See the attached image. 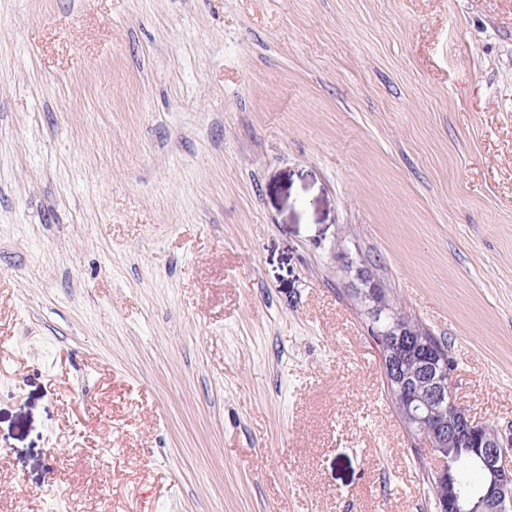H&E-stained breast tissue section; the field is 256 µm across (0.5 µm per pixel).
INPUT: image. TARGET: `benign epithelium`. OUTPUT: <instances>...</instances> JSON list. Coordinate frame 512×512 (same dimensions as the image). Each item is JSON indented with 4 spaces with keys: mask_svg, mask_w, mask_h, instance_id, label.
Segmentation results:
<instances>
[{
    "mask_svg": "<svg viewBox=\"0 0 512 512\" xmlns=\"http://www.w3.org/2000/svg\"><path fill=\"white\" fill-rule=\"evenodd\" d=\"M361 294L378 308L377 284L360 275ZM393 340L381 343L382 361L388 387L413 424L416 443L424 446L438 465L433 470L434 502L437 512H512V465L507 463L505 447L495 430L473 421L453 399L448 369L443 357L427 344L408 347L413 371L405 373L393 361ZM448 406L447 425L438 410ZM470 448L471 461L484 476L474 488L458 480L456 458L448 455V445Z\"/></svg>",
    "mask_w": 512,
    "mask_h": 512,
    "instance_id": "obj_1",
    "label": "benign epithelium"
}]
</instances>
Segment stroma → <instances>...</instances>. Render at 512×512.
Returning <instances> with one entry per match:
<instances>
[{"mask_svg":"<svg viewBox=\"0 0 512 512\" xmlns=\"http://www.w3.org/2000/svg\"><path fill=\"white\" fill-rule=\"evenodd\" d=\"M360 268L512 448V0H0V512H436Z\"/></svg>","mask_w":512,"mask_h":512,"instance_id":"35a3bbf8","label":"stroma"}]
</instances>
